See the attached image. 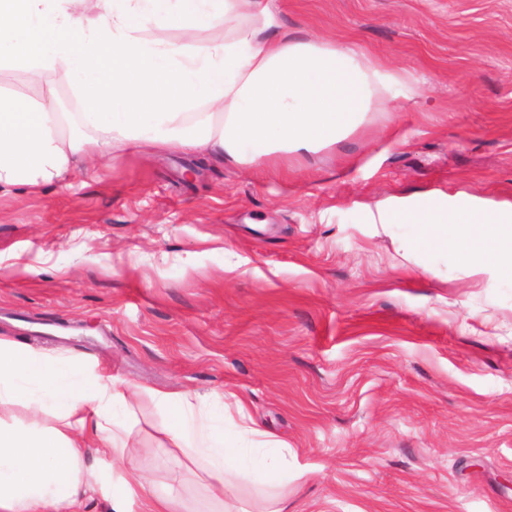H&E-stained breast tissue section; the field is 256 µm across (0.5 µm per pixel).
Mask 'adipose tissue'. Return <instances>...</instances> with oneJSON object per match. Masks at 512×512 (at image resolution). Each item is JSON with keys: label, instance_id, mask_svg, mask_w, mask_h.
Segmentation results:
<instances>
[{"label": "adipose tissue", "instance_id": "adipose-tissue-1", "mask_svg": "<svg viewBox=\"0 0 512 512\" xmlns=\"http://www.w3.org/2000/svg\"><path fill=\"white\" fill-rule=\"evenodd\" d=\"M172 24L180 41L144 36ZM278 28L277 0H0V66L64 72L83 107L57 111L51 88L35 99L1 95L0 186L63 181L79 160L118 151L213 154L237 163L280 151L309 154L335 145L400 86L395 73L353 46L298 41ZM377 221L419 225L420 240L441 247L464 242L476 262H493L512 278L511 214L489 232L479 206L459 197L449 210L383 207ZM143 396L165 412L170 442L203 460L208 495L224 512H238L245 478L265 489L270 512H288L280 487L307 467L289 460L286 444L254 458L251 449L225 447L223 432L186 395L120 389L97 367L3 339L0 407L22 401L32 415L23 431L0 430V512L78 506L93 480L83 465L92 437L98 455L126 466L107 488L113 512H126L146 479L114 406ZM49 407L52 427L42 421Z\"/></svg>", "mask_w": 512, "mask_h": 512}]
</instances>
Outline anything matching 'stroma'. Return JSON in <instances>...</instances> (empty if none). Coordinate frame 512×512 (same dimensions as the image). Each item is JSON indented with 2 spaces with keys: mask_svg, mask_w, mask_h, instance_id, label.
<instances>
[{
  "mask_svg": "<svg viewBox=\"0 0 512 512\" xmlns=\"http://www.w3.org/2000/svg\"><path fill=\"white\" fill-rule=\"evenodd\" d=\"M289 37L348 42L412 92L375 102L335 146L238 164L118 155L64 184L0 191V338L112 378L208 398L224 444L251 423L310 469L296 512H512V280L375 224L378 204L473 198L512 210V0H280ZM63 73L0 67V93ZM123 418L159 488L211 503L160 455L164 413ZM83 512H113L123 470Z\"/></svg>",
  "mask_w": 512,
  "mask_h": 512,
  "instance_id": "1",
  "label": "stroma"
}]
</instances>
